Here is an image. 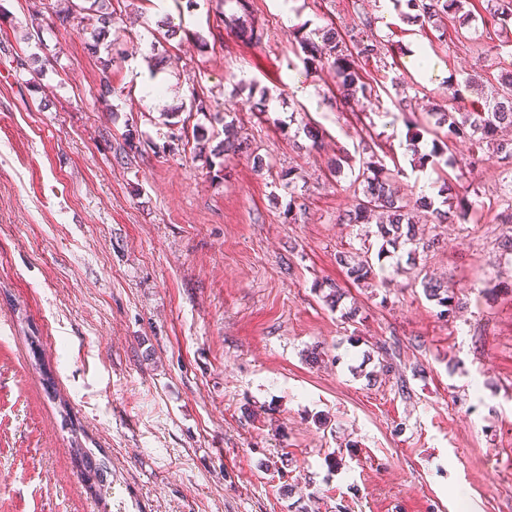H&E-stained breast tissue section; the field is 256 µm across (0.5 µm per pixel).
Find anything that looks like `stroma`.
Returning a JSON list of instances; mask_svg holds the SVG:
<instances>
[{"instance_id":"1","label":"stroma","mask_w":512,"mask_h":512,"mask_svg":"<svg viewBox=\"0 0 512 512\" xmlns=\"http://www.w3.org/2000/svg\"><path fill=\"white\" fill-rule=\"evenodd\" d=\"M49 3L0 0V42L46 59L19 73L0 54V512H100L80 446L107 467L112 512H512V292L485 293L512 274L493 249L503 167L461 180L449 165L412 167L392 84L413 83L416 112L456 111L449 83L476 69L488 92L512 73V28L487 51L454 19L438 41L392 0H254L255 45L217 31L213 0H135L116 31L114 113L97 99L87 31L26 39ZM168 18L179 66L152 102L134 71ZM363 19L380 42L360 63L377 95L346 103L288 32ZM415 47L434 76L414 69ZM194 88L235 118L250 153L211 167L187 144L204 121L184 107ZM304 120L323 148L294 147ZM369 140L402 168L405 195L447 185L474 207L437 225L439 248L418 259L463 299L453 318L403 250L338 308L316 289L343 280L336 254L362 248L366 230L339 223L352 175H330L328 161ZM288 168L294 199L277 182ZM384 357L393 372L369 380Z\"/></svg>"}]
</instances>
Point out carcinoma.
Masks as SVG:
<instances>
[{"mask_svg": "<svg viewBox=\"0 0 512 512\" xmlns=\"http://www.w3.org/2000/svg\"><path fill=\"white\" fill-rule=\"evenodd\" d=\"M232 4L230 11L218 7L220 24L235 33L237 38L259 44L262 41L264 27L254 22L251 0H225ZM408 8L416 11L414 18L430 25L439 36H444L448 17L459 13L462 0H406ZM128 8V0H82L78 4L74 0H55L48 7L47 13L39 11L30 16V37L42 43L44 27L67 23L75 27L82 23L85 11L96 16L97 27L87 43L88 51L93 55L106 52L101 60L102 78L100 80L99 99L102 103L109 98H117L122 92L116 90L110 81L108 70L123 54L117 38L107 40V35L121 20L123 11ZM485 12L487 21L501 29L512 25V0H486ZM370 25L368 20L361 21V27ZM361 27H353L341 33L334 27L316 28L302 34L293 31L290 41H294L304 54L303 62L307 65L316 64L328 69L334 75L336 84L342 90L344 98L372 96V86L363 80L358 62L368 60L377 55V45L364 38ZM476 80L469 76L461 82L448 85V95L459 102L456 112H432L434 128L425 127L423 119L408 109L405 95L398 100V107L404 114V122L412 130L407 140V151L411 153L413 166L423 167L429 163L439 166L448 163L445 153L453 141L467 138L472 142V153L462 164L457 166L459 173L484 160L497 159L503 164L512 165V140L500 136L501 129L512 126V78L501 79L499 86L493 88L490 96L485 98L480 107H468L467 94L472 92ZM433 135L431 148L422 149L423 134ZM244 141L238 137L235 121L224 122V147L213 150V157L237 155L243 150ZM329 171L339 175L344 169L356 173L355 181L362 185L361 197L357 198L352 208L339 217L342 224H371L376 213L387 215L386 221L374 222L376 229L367 230L366 236L380 241L377 257H372L371 250L362 252H338L336 263L345 271L347 279L361 287L373 285L379 274L374 260H382L390 250L409 247L407 260H415L417 250L430 251L435 246L436 237L424 238L419 235L417 224L428 215L433 224H455L466 222L472 213V205L465 198L446 197L441 209L434 206L431 198L423 195L416 199L400 195L397 176L401 170H392L382 162L372 150L371 145L364 144L359 157L348 153L338 154L329 160ZM420 285L426 298L440 307L439 315L449 317L462 308L460 298L454 288L440 280L422 277ZM79 456L86 462L85 481L93 490V495L102 498L101 487L104 483V466L93 462V457L80 446L76 447Z\"/></svg>", "mask_w": 512, "mask_h": 512, "instance_id": "cac0c4a2", "label": "carcinoma"}]
</instances>
